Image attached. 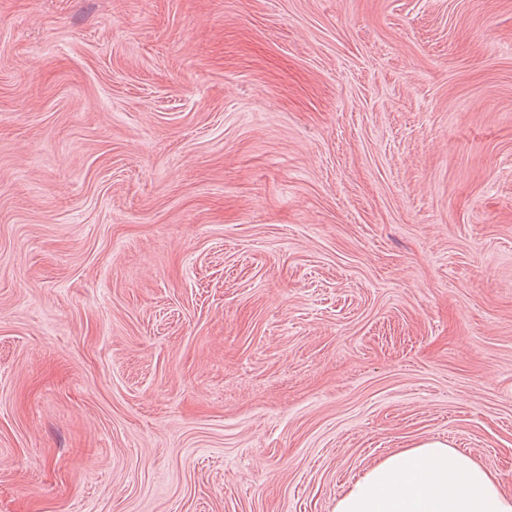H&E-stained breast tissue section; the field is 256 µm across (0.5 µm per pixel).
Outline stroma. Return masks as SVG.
I'll list each match as a JSON object with an SVG mask.
<instances>
[{"label":"stroma","instance_id":"1","mask_svg":"<svg viewBox=\"0 0 512 512\" xmlns=\"http://www.w3.org/2000/svg\"><path fill=\"white\" fill-rule=\"evenodd\" d=\"M430 437L512 494V0H0V512Z\"/></svg>","mask_w":512,"mask_h":512}]
</instances>
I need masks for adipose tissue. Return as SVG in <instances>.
<instances>
[{
  "label": "adipose tissue",
  "mask_w": 512,
  "mask_h": 512,
  "mask_svg": "<svg viewBox=\"0 0 512 512\" xmlns=\"http://www.w3.org/2000/svg\"><path fill=\"white\" fill-rule=\"evenodd\" d=\"M334 512H512V495L470 456L428 438L365 471Z\"/></svg>",
  "instance_id": "ef3b65f1"
}]
</instances>
